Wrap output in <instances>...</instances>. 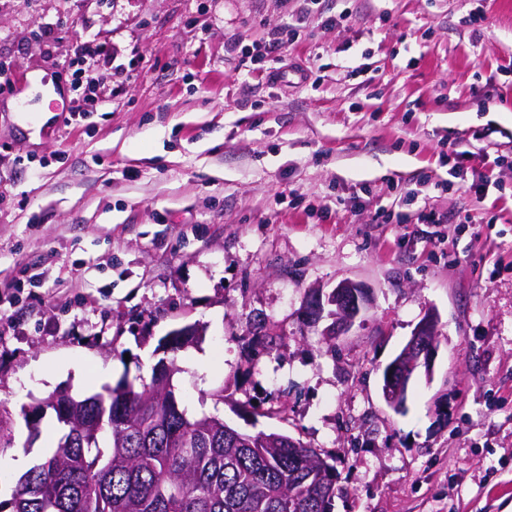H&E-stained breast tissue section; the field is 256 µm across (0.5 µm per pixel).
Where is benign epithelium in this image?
I'll use <instances>...</instances> for the list:
<instances>
[{
	"label": "benign epithelium",
	"instance_id": "7a95c632",
	"mask_svg": "<svg viewBox=\"0 0 512 512\" xmlns=\"http://www.w3.org/2000/svg\"><path fill=\"white\" fill-rule=\"evenodd\" d=\"M334 307L329 312L332 323L328 329L332 334L347 332L369 304L367 287L359 282L346 279L341 281L328 295L313 291L307 303V314L315 319L324 313V304ZM438 333V318L427 314L416 326L411 338L400 354L389 363L382 393L389 407L399 410L406 403L408 387L414 376L420 371H430L437 352L435 337Z\"/></svg>",
	"mask_w": 512,
	"mask_h": 512
}]
</instances>
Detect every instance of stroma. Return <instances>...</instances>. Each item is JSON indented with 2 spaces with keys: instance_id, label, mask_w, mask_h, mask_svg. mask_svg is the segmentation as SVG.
I'll use <instances>...</instances> for the list:
<instances>
[{
  "instance_id": "35a3bbf8",
  "label": "stroma",
  "mask_w": 512,
  "mask_h": 512,
  "mask_svg": "<svg viewBox=\"0 0 512 512\" xmlns=\"http://www.w3.org/2000/svg\"><path fill=\"white\" fill-rule=\"evenodd\" d=\"M323 7L349 18L0 0V62L31 79L0 87V457L48 454L54 416L33 428L25 407L142 387L160 339L195 323L177 395L335 458L334 512H512V0ZM85 45L116 81L51 111ZM344 279L371 303L330 339L303 306ZM431 310L433 370L394 412L382 370Z\"/></svg>"
}]
</instances>
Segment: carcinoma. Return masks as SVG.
<instances>
[{
	"instance_id": "obj_1",
	"label": "carcinoma",
	"mask_w": 512,
	"mask_h": 512,
	"mask_svg": "<svg viewBox=\"0 0 512 512\" xmlns=\"http://www.w3.org/2000/svg\"><path fill=\"white\" fill-rule=\"evenodd\" d=\"M153 368L86 397L66 390L30 406L70 421L51 454L25 472L0 512H333L336 465L281 433L224 431L216 415L170 400Z\"/></svg>"
}]
</instances>
